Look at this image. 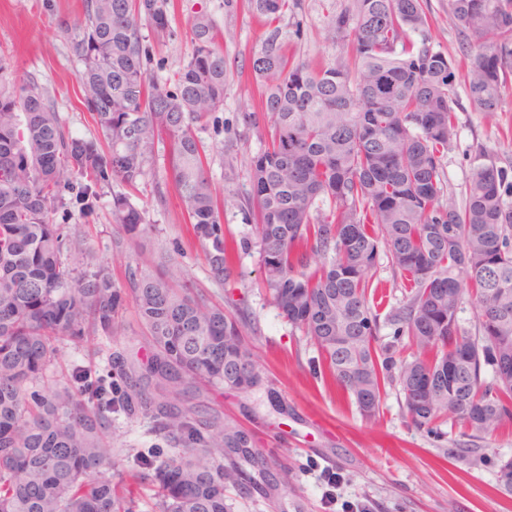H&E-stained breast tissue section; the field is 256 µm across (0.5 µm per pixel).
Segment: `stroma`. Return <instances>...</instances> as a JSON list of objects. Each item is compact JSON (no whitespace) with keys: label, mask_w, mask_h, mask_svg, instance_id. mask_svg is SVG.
<instances>
[{"label":"stroma","mask_w":512,"mask_h":512,"mask_svg":"<svg viewBox=\"0 0 512 512\" xmlns=\"http://www.w3.org/2000/svg\"><path fill=\"white\" fill-rule=\"evenodd\" d=\"M234 8L220 0H177L170 24L179 33L170 39L144 28L151 50L150 76L165 79L178 71L191 51L189 22L194 13L212 15L224 34V103L217 112V127L202 132L209 173L218 198L224 199V235L232 249L239 274L237 283L217 286L198 241L187 231L188 216L177 195L166 156H157L149 175L130 189L132 203L143 210L153 231L145 238L148 248L174 254L186 278L213 294L226 309L250 323L252 342L263 369L264 382L248 392L190 389L187 401L203 413L221 412L225 422L241 426L260 448L271 475L288 469V484L266 495L248 482L228 486L230 512H512V494L498 485V460L512 457V421L506 422L488 442L459 453L464 428L455 421L442 423L437 433L417 431L407 416L404 395L388 387L379 414L360 415L354 401L331 378L313 375L317 348L281 316L262 282L260 246L254 231L255 213L250 203V163L264 148L263 128L246 125L245 112L256 110L258 92L251 58L267 27L254 17L246 0H234ZM450 0H424L428 18L426 35L455 63L454 97L458 136L443 159L445 180L462 193L474 166L473 145L491 151L497 166L512 171V85L503 92L494 114L475 109L468 98L463 76L470 58L464 38L455 27ZM54 14H45L41 0H0V52L6 56L7 77L30 76L54 102L67 131L89 136L94 131L90 113L80 101L77 74L80 64L58 22L82 12V0H55ZM347 0H301L296 15L282 20L287 28L302 30L300 38L288 39L284 50L310 65L331 63L340 48L331 40L329 25ZM166 200L157 203V190ZM110 195H103L92 217L78 209L57 212L54 223L68 225L80 242L68 263L107 262L112 277L124 284L128 264L136 260L123 230L113 224ZM406 290L396 278L386 252H379L367 298L379 319L381 344H394L397 356H405L403 342L394 341L391 314L405 299ZM286 406L275 411L271 394ZM117 435L115 453L129 463L143 448L167 447L146 421L112 419ZM339 475L336 488H328L324 474ZM333 491L334 502L324 498Z\"/></svg>","instance_id":"obj_1"}]
</instances>
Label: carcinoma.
<instances>
[{"instance_id": "obj_1", "label": "carcinoma", "mask_w": 512, "mask_h": 512, "mask_svg": "<svg viewBox=\"0 0 512 512\" xmlns=\"http://www.w3.org/2000/svg\"><path fill=\"white\" fill-rule=\"evenodd\" d=\"M268 33L251 59L268 143L251 160L252 204L264 283L282 316L320 352L360 413L379 412L388 385L404 394L411 424L434 432L450 414L470 441L492 439L512 418V176L477 146L463 206L447 189L443 158L457 139L448 55L424 37L422 0H348L329 31L352 56L319 67L285 54L282 17L298 0H248ZM174 0H83L60 22L81 63V99L97 128L70 135L32 77L0 90V512H227L224 490L258 464L246 431L214 412L199 425L185 403L205 382L225 391L262 383L246 324L193 287L175 259L128 267V290L105 264L71 268L69 226L51 215L92 216L111 190V217L135 240L151 231L114 190L143 180L169 140L175 189L202 243L212 280L233 276L221 205L199 133L224 103V51L211 17L190 21L191 53L173 77H148L143 26L171 36ZM457 28L476 38L466 75L470 102L497 111L512 80V0H451ZM421 39H408V33ZM407 281L393 338L413 354L377 348L366 298L380 249ZM477 320L459 325L462 284ZM131 301L145 336L139 350L112 348ZM107 340L103 366L74 365L51 382L64 342ZM493 378L486 380L484 367ZM147 419L178 440L134 460L114 480L112 415Z\"/></svg>"}]
</instances>
